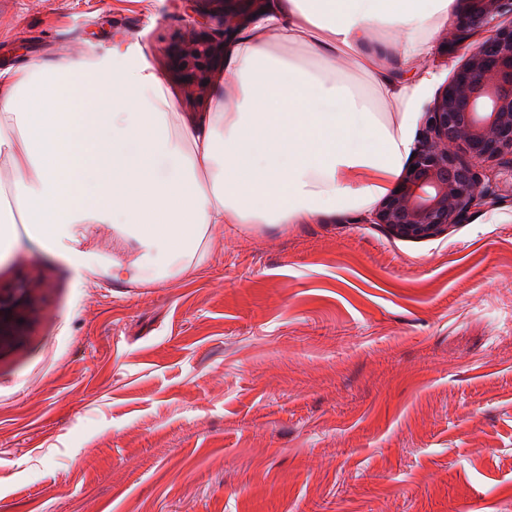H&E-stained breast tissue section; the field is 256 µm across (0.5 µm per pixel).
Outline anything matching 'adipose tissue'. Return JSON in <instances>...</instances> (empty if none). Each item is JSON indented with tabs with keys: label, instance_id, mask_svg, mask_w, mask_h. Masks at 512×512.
Segmentation results:
<instances>
[{
	"label": "adipose tissue",
	"instance_id": "ef3b65f1",
	"mask_svg": "<svg viewBox=\"0 0 512 512\" xmlns=\"http://www.w3.org/2000/svg\"><path fill=\"white\" fill-rule=\"evenodd\" d=\"M454 7L269 0L191 121L136 43L0 71V260L24 238L153 288L200 269L225 225L367 213L417 144L421 62Z\"/></svg>",
	"mask_w": 512,
	"mask_h": 512
}]
</instances>
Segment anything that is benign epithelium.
Listing matches in <instances>:
<instances>
[{
  "instance_id": "1",
  "label": "benign epithelium",
  "mask_w": 512,
  "mask_h": 512,
  "mask_svg": "<svg viewBox=\"0 0 512 512\" xmlns=\"http://www.w3.org/2000/svg\"><path fill=\"white\" fill-rule=\"evenodd\" d=\"M268 0H189L188 18L168 37L186 100L205 102L224 71V46ZM444 47H467L454 75L425 106L417 146L397 183L368 218L405 239L437 237L498 203L496 177L512 170V0H456ZM416 169H411V166ZM19 307L0 304V324Z\"/></svg>"
}]
</instances>
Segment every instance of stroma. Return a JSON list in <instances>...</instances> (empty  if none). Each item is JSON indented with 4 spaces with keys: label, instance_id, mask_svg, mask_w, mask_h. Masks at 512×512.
<instances>
[{
    "label": "stroma",
    "instance_id": "obj_1",
    "mask_svg": "<svg viewBox=\"0 0 512 512\" xmlns=\"http://www.w3.org/2000/svg\"><path fill=\"white\" fill-rule=\"evenodd\" d=\"M180 0H0V71L138 43L194 118ZM401 240L224 227L193 274L92 281L20 240L0 298V512H512V174Z\"/></svg>",
    "mask_w": 512,
    "mask_h": 512
}]
</instances>
